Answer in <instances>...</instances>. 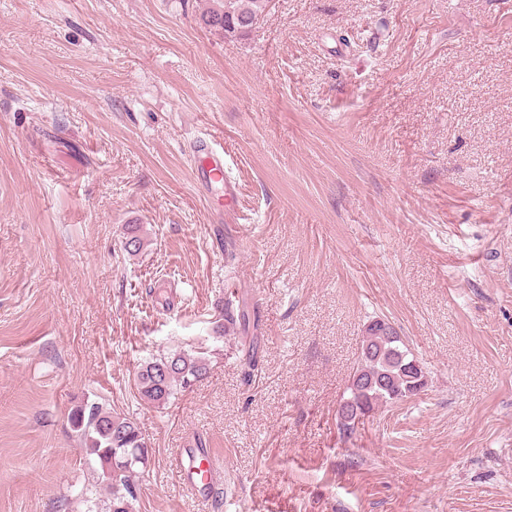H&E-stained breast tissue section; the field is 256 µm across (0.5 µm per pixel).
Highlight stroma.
I'll return each instance as SVG.
<instances>
[{"label": "stroma", "mask_w": 512, "mask_h": 512, "mask_svg": "<svg viewBox=\"0 0 512 512\" xmlns=\"http://www.w3.org/2000/svg\"><path fill=\"white\" fill-rule=\"evenodd\" d=\"M209 5L0 0V512H87L86 399L148 439L134 512H205L170 466L198 446L206 512H512V0H273L234 41ZM203 134L241 189L220 236ZM228 304L256 327L218 334ZM377 317L428 386L347 437ZM194 158V180L204 191L213 190L216 184L224 190L225 222L239 223L238 188L228 172L226 158H232L229 149L217 143L213 137H197L190 143ZM160 366L165 367L164 373L159 371ZM210 369L208 353L192 349L149 359L136 374L137 396L144 404L154 408L164 407L177 390L192 386L203 379Z\"/></svg>", "instance_id": "obj_1"}]
</instances>
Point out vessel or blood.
I'll return each mask as SVG.
<instances>
[{"instance_id":"1","label":"vessel or blood","mask_w":512,"mask_h":512,"mask_svg":"<svg viewBox=\"0 0 512 512\" xmlns=\"http://www.w3.org/2000/svg\"><path fill=\"white\" fill-rule=\"evenodd\" d=\"M190 151L194 158L196 184L206 191L212 190L213 186H221L224 191L225 221L229 224L238 223V188L227 172L229 149L209 136L195 138L190 144ZM171 466L182 485L191 491L202 490L216 479L212 453L205 448L177 450L171 457Z\"/></svg>"}]
</instances>
